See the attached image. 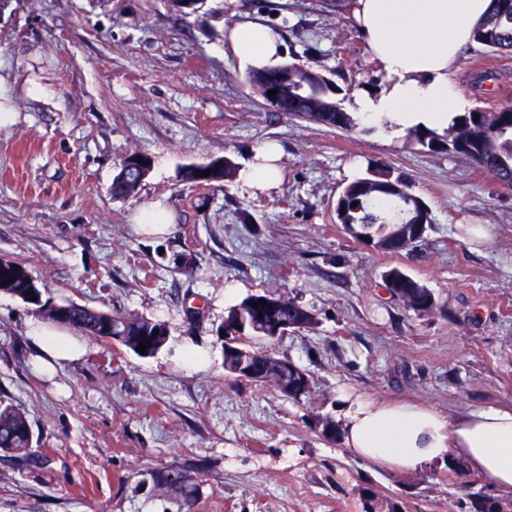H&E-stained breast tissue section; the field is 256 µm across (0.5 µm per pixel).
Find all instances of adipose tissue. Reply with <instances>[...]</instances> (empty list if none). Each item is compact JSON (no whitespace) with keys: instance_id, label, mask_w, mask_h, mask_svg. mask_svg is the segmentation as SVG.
<instances>
[{"instance_id":"obj_1","label":"adipose tissue","mask_w":512,"mask_h":512,"mask_svg":"<svg viewBox=\"0 0 512 512\" xmlns=\"http://www.w3.org/2000/svg\"><path fill=\"white\" fill-rule=\"evenodd\" d=\"M494 5L493 0H353L351 20L387 84L359 93L362 123L403 131L415 126L441 131L470 108L452 82L459 51ZM224 48L247 71L281 64L287 48L280 29L254 18L235 23ZM279 155L263 143L239 173L253 192L271 188L281 177ZM35 368L84 356V345L55 325L30 321ZM343 433L358 458L389 470L411 473L434 463H461L496 490L512 494V407L470 409L451 415L424 403L343 399Z\"/></svg>"}]
</instances>
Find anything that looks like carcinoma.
I'll list each match as a JSON object with an SVG mask.
<instances>
[{"label":"carcinoma","mask_w":512,"mask_h":512,"mask_svg":"<svg viewBox=\"0 0 512 512\" xmlns=\"http://www.w3.org/2000/svg\"><path fill=\"white\" fill-rule=\"evenodd\" d=\"M496 8L488 13L475 27L472 40L491 52H512V0H494ZM313 70L296 62L284 63L272 68L254 70L248 75L253 93L268 105H273L268 92V78L283 74L295 84L303 87L302 105L296 107L290 101L278 103L279 109L291 116L310 123L334 127L346 131H357L361 123L356 113L348 111L336 98L338 87L328 78L312 86L308 78ZM479 118H474V114ZM408 136L417 144L435 154L464 157L478 168L488 172L503 188L512 189V107L492 111L470 110L451 121L443 132L414 127ZM151 159L135 151L122 158L119 171L111 186L112 196H132L149 171L138 173L128 169L129 162ZM239 166L229 158L224 165L211 168L207 177L201 170L187 167L181 177L188 183H223L237 177ZM358 202L351 207L352 202ZM336 219L352 238L364 240L363 231L373 234L371 246L388 254H399L422 239L432 224L429 206L412 193L410 185L387 166L367 168V173L347 184L336 201ZM8 285L0 291L18 297L33 306V313L40 319L57 326L82 333L85 336L108 338L126 349L137 352L139 344H151L142 357L148 358L160 351L168 341V329L163 322L137 314H114L108 311L85 307L73 301L58 304L44 298L45 284L34 277L22 264L6 260L0 262V282ZM386 288L403 307L418 315H429L440 308L435 293L420 281L413 279L398 268L386 271ZM35 301H29L31 297ZM266 301V305L253 307L251 302ZM275 318L290 326L292 331L309 330L316 327V315L294 299L273 294H251L229 308L226 319L242 321L245 328L238 341L221 347L224 368L238 378L251 380L239 372L241 363L247 361V352L252 347L245 343L250 336L261 335L266 321ZM157 336H152L153 332ZM257 364L264 376L259 381L268 383L283 395L300 401L310 398L312 384H300L289 389L292 381L306 378L308 374L299 370L293 374L284 369V358L269 351L259 352ZM0 453L28 468H42L48 460L45 455L33 450V430L27 414L0 402ZM191 468L165 467L149 473L154 486L165 494L181 500L186 505L196 498L198 485L185 479ZM512 502L492 494L479 491L468 495L457 503V512H509Z\"/></svg>","instance_id":"obj_1"}]
</instances>
